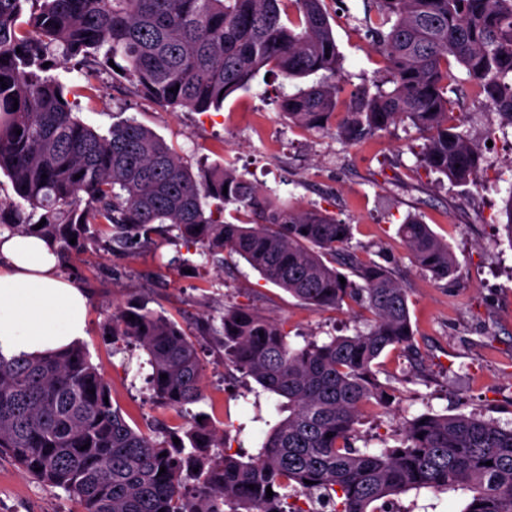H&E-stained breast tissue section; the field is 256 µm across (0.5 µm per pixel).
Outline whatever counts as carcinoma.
Masks as SVG:
<instances>
[{
    "label": "carcinoma",
    "instance_id": "carcinoma-1",
    "mask_svg": "<svg viewBox=\"0 0 512 512\" xmlns=\"http://www.w3.org/2000/svg\"><path fill=\"white\" fill-rule=\"evenodd\" d=\"M373 2L366 25L389 76L347 95L324 0H0V171L19 198L0 202V228L51 239L63 260L90 245L131 252L172 234L213 263L226 251L239 255L309 306L351 300L373 316L366 332L299 348L283 322L250 307L224 310L218 327L206 320L224 364L282 398L249 456L230 452L206 418L185 420L178 445L165 425L153 439L135 431L104 401L110 384L81 345L37 359L0 355V456L84 512H311L314 496L330 512H389L392 495L456 488L473 492L462 512H512V428L424 413L402 423L396 446L355 447L365 407L389 398L375 361L410 346L413 330L407 290L356 254L350 225L262 191L230 166L196 176L134 119L98 132L49 75L78 58L88 78L119 68L141 96L205 113L264 68L286 80L319 73L291 94L279 91L292 124L357 142L408 119L426 134V169L477 184L480 150L445 96L448 59L485 95L501 129L512 128V0ZM36 212L46 219L39 229ZM398 232L433 280L454 275L455 254L427 225L409 217ZM149 303L118 307L104 330L112 344L143 350L152 399L181 412L203 399L197 344Z\"/></svg>",
    "mask_w": 512,
    "mask_h": 512
}]
</instances>
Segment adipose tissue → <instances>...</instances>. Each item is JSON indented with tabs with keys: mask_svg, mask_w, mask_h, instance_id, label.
Instances as JSON below:
<instances>
[{
	"mask_svg": "<svg viewBox=\"0 0 512 512\" xmlns=\"http://www.w3.org/2000/svg\"><path fill=\"white\" fill-rule=\"evenodd\" d=\"M60 263L53 242L0 232V354L37 358L86 338V290L60 275Z\"/></svg>",
	"mask_w": 512,
	"mask_h": 512,
	"instance_id": "adipose-tissue-1",
	"label": "adipose tissue"
}]
</instances>
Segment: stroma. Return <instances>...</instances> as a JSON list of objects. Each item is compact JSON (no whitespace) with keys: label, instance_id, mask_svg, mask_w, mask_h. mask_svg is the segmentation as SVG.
I'll use <instances>...</instances> for the list:
<instances>
[{"label":"stroma","instance_id":"obj_1","mask_svg":"<svg viewBox=\"0 0 512 512\" xmlns=\"http://www.w3.org/2000/svg\"><path fill=\"white\" fill-rule=\"evenodd\" d=\"M344 67L353 84L385 80L387 73L362 23L364 0H327ZM447 96L456 117L477 145L496 139L497 153L483 156L486 181L455 186L417 160L425 139L409 121H400L365 140L349 143L336 131L305 130L280 112L276 90L295 91L297 81L258 75L249 89L230 96L218 112H170L130 95L125 81L101 75L95 82L69 68L55 77L71 89L75 115L105 131L128 118L152 128L191 170L231 164L254 184L276 190L294 206L315 207L352 229L360 257L391 269L408 292L414 338L409 348L384 351L377 376L390 388L386 406H370L359 427L357 447H379L404 420L425 412L476 415L512 427V243L502 228L501 210L512 193V134L493 136L499 117L478 88L465 84L462 67ZM416 216L446 241L459 263L447 282L435 283L418 268L397 229ZM187 256L201 266L188 274L172 265ZM65 277L82 282L89 294V330L83 345L111 385L112 403L134 428L158 421L178 423L176 412L151 397L144 353L115 345L103 334L108 315L127 301L149 297L152 308L185 327L227 305H248L285 322L289 342L301 344L364 328L367 314L354 303L317 310L301 304L264 280L238 256L223 265L167 236L130 253L88 251L67 259ZM205 369L204 400L191 413L209 415L226 430L232 449L254 452L272 418L275 398L252 378L225 366L224 351L212 337L198 339ZM467 491L436 494L427 489L394 496L393 512H462ZM0 512H82L63 489L39 483L0 460Z\"/></svg>","mask_w":512,"mask_h":512}]
</instances>
